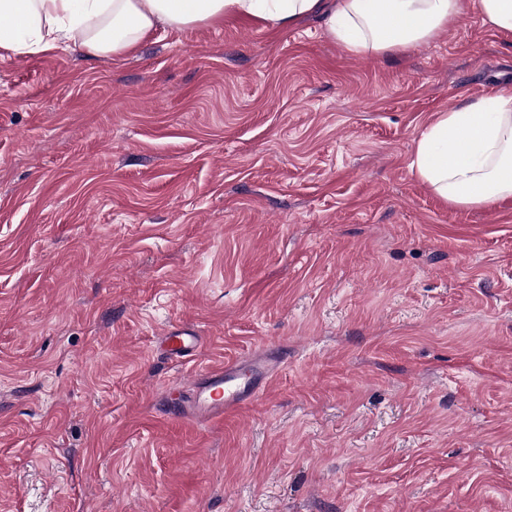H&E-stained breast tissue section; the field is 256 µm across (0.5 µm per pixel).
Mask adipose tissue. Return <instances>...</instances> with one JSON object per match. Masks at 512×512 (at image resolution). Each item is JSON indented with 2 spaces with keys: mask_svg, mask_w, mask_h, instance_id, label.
I'll return each mask as SVG.
<instances>
[{
  "mask_svg": "<svg viewBox=\"0 0 512 512\" xmlns=\"http://www.w3.org/2000/svg\"><path fill=\"white\" fill-rule=\"evenodd\" d=\"M463 0H0V50L67 49L122 57L151 32L256 17L272 28L318 14L329 37L356 54L433 40L457 22ZM410 169L457 207L512 197V93L439 113L418 138Z\"/></svg>",
  "mask_w": 512,
  "mask_h": 512,
  "instance_id": "1",
  "label": "adipose tissue"
}]
</instances>
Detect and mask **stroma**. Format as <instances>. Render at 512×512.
<instances>
[{
    "mask_svg": "<svg viewBox=\"0 0 512 512\" xmlns=\"http://www.w3.org/2000/svg\"><path fill=\"white\" fill-rule=\"evenodd\" d=\"M501 90L472 9L382 54L316 17L0 52V512H512V198L409 168ZM258 351L259 397L172 412ZM161 342L171 356L187 357L199 348L201 336L192 328L179 327L164 333Z\"/></svg>",
    "mask_w": 512,
    "mask_h": 512,
    "instance_id": "1",
    "label": "stroma"
}]
</instances>
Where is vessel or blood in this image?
I'll return each instance as SVG.
<instances>
[{"label":"vessel or blood","mask_w":512,"mask_h":512,"mask_svg":"<svg viewBox=\"0 0 512 512\" xmlns=\"http://www.w3.org/2000/svg\"><path fill=\"white\" fill-rule=\"evenodd\" d=\"M161 342L171 356L187 357L199 348L201 338L194 329L179 327L168 330ZM273 375L272 360L257 352L208 369L189 393L180 394L178 412L193 420L223 418L237 409L246 392L268 383Z\"/></svg>","instance_id":"1"}]
</instances>
